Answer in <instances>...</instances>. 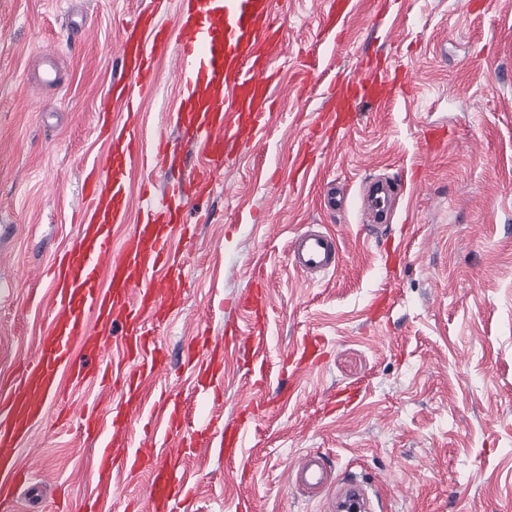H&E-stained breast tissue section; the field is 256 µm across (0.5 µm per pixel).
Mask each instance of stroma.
I'll return each mask as SVG.
<instances>
[{
  "label": "stroma",
  "mask_w": 512,
  "mask_h": 512,
  "mask_svg": "<svg viewBox=\"0 0 512 512\" xmlns=\"http://www.w3.org/2000/svg\"><path fill=\"white\" fill-rule=\"evenodd\" d=\"M147 0H0V375L47 335L46 281L33 272L77 234L86 211L83 170L106 154L97 132L99 96L122 74L116 53L126 23ZM288 60L283 84L314 78L321 63L353 69L386 54L412 72L413 94L358 108L345 135L315 141L308 175L289 156L325 97L280 99L267 137L230 156L210 193L188 200L205 212L184 254L180 311L161 331L166 370L147 407L172 395L184 404L189 440L177 467L192 489L183 512H323L324 494L290 479L306 453H320L334 488L355 481L368 512H512V0H406L389 30L373 26L364 0L343 40L324 34L323 0H282ZM56 81L36 90L48 66ZM160 85L142 100L143 144L173 133L174 56L158 61ZM191 147L154 163L147 152L127 186V224L146 200L141 180L170 188L198 165ZM406 190L381 231L363 224L358 201L371 181ZM349 193L339 214L323 211L324 185ZM334 233L339 266L317 283L290 265L287 244L305 226ZM263 266L268 281V376L256 385L228 344L248 315L235 300ZM225 351L219 401L183 373V347L198 332ZM319 341L318 364L293 373L283 356ZM294 397L256 416L242 459L225 458L224 421L244 402ZM56 404L33 429L25 457L37 465L13 488L15 512H147L151 470L113 474L100 494L96 448Z\"/></svg>",
  "instance_id": "35a3bbf8"
}]
</instances>
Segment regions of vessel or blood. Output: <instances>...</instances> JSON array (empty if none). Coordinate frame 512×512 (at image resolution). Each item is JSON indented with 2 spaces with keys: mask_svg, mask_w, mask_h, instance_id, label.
<instances>
[{
  "mask_svg": "<svg viewBox=\"0 0 512 512\" xmlns=\"http://www.w3.org/2000/svg\"><path fill=\"white\" fill-rule=\"evenodd\" d=\"M322 13L325 31H343L355 11L356 0H326ZM286 24L275 10V0H185L175 33L158 27L151 13H140L123 35L118 49L133 78V86L112 83L109 100L124 101L118 122L99 112V133L110 142L107 154L85 181L92 203L88 220L76 239L59 252L51 272V331L43 336L33 355L17 361L9 380L0 384V506H11L5 491L25 480L33 465L23 457V443L42 419L48 400L59 398L60 370H67L73 386L91 379L92 361L103 359L120 329L122 358L112 367V384L121 392L112 408L110 433L100 431L97 405L85 406L80 427L89 436H101L103 449L97 457L99 488H107L113 471H139L160 443L177 439L181 429V403H165L167 420L162 434H145L140 443L130 435L131 416L145 405V384L165 363L157 339L158 329L178 310L186 286L184 268L173 250V237L182 218L178 208L159 202L147 206L133 231L115 238L113 225L126 213V186L132 163L140 153L137 98L157 88V61L176 48L179 73L184 81L177 124L195 142L204 163L191 173L195 191L212 185L226 158L244 146L257 143L268 131L273 92L281 84L274 60L287 55ZM396 75L368 69L341 79L342 92L336 109L349 111L353 104L382 105ZM398 195L397 183L373 192L362 200L363 223H381L388 198ZM293 268L307 280L325 277L336 270L339 249L335 234L309 229L294 235L288 244ZM108 288H101V277ZM250 316L234 339L252 353L251 370L263 373L262 352L267 336L258 329V318L267 316L270 304L265 289L249 291L239 300ZM185 362L197 384L211 387L224 375V357L210 353L199 358L188 348ZM251 430L249 421H225L222 444L235 457ZM291 477L299 487L315 490L329 479L317 455L295 465ZM185 498V484L174 465L154 471L150 488L153 512H177Z\"/></svg>",
  "mask_w": 512,
  "mask_h": 512,
  "instance_id": "b4317fda",
  "label": "vessel or blood"
}]
</instances>
